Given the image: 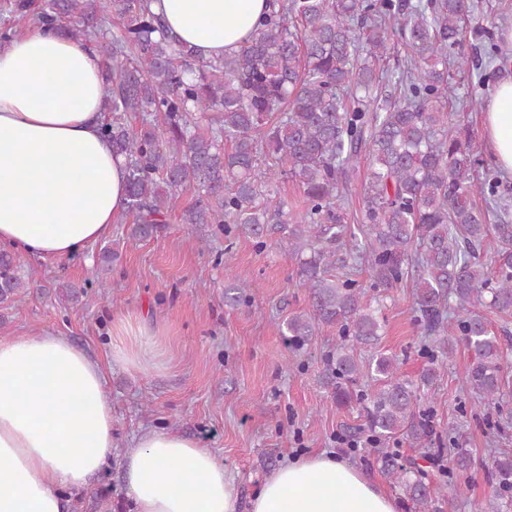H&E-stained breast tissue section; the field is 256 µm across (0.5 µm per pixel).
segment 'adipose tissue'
I'll return each instance as SVG.
<instances>
[{"label": "adipose tissue", "instance_id": "ef3b65f1", "mask_svg": "<svg viewBox=\"0 0 512 512\" xmlns=\"http://www.w3.org/2000/svg\"><path fill=\"white\" fill-rule=\"evenodd\" d=\"M179 39L214 60L255 32L265 0H152ZM97 56L36 27L0 50V243L61 260L109 234L126 201L122 156L100 134ZM484 133L512 174V74L499 79ZM157 330L118 319L108 362L130 372L156 365ZM106 364L53 332L0 338V512H66L112 462ZM133 512H398L395 499L331 455L288 460L248 506L234 476L197 439L148 427L125 456Z\"/></svg>", "mask_w": 512, "mask_h": 512}]
</instances>
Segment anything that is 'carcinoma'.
<instances>
[{
  "label": "carcinoma",
  "mask_w": 512,
  "mask_h": 512,
  "mask_svg": "<svg viewBox=\"0 0 512 512\" xmlns=\"http://www.w3.org/2000/svg\"><path fill=\"white\" fill-rule=\"evenodd\" d=\"M254 35L221 59L203 60L180 43L150 0H14L11 11L60 28L96 48L105 83L101 130L125 159L128 239L169 223L174 198L191 196L183 224H215L225 239L244 235L259 249L273 234L288 240L311 309L289 317L281 335L301 350L321 326L336 329V348L321 380L340 406L359 405L363 423L348 438L374 443L376 463L418 512H451L469 486L471 457L433 449L432 407L422 396L436 381L398 373L384 353L363 360L385 328L384 294L414 283V322L452 354L472 353L463 385L481 399L512 388L505 344L482 313L512 315V222L498 180L481 168L471 122L448 111V83L470 70L456 52L471 0H269ZM109 12L117 31L103 28ZM397 38L411 67L391 73L400 90L378 95L374 61ZM363 223L348 224L341 186L362 156ZM303 188L304 210L276 199L280 182ZM482 204H477L476 197ZM497 243L482 259L488 238ZM369 281L358 279L360 268ZM13 253L0 249V304L28 287ZM251 287L235 273L224 302ZM403 438L426 469L388 448ZM498 489L489 512L512 508V454L495 458Z\"/></svg>",
  "instance_id": "1"
}]
</instances>
